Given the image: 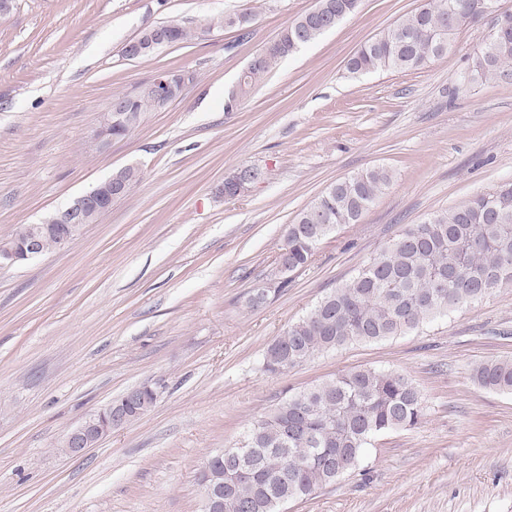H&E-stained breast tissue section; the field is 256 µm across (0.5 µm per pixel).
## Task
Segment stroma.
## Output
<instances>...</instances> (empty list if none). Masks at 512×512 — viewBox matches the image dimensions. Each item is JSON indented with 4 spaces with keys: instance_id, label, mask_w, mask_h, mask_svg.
I'll return each instance as SVG.
<instances>
[{
    "instance_id": "35a3bbf8",
    "label": "stroma",
    "mask_w": 512,
    "mask_h": 512,
    "mask_svg": "<svg viewBox=\"0 0 512 512\" xmlns=\"http://www.w3.org/2000/svg\"><path fill=\"white\" fill-rule=\"evenodd\" d=\"M249 3V38L200 24ZM421 0L356 12L272 68L238 111L224 99L253 55L317 0H14L0 15V240L38 224L120 168L142 179L67 248L0 266V512H201L206 458L238 445L292 393L353 367L394 370L424 398L413 428L377 437L365 475L284 512H512V394L470 379L512 359V288L422 330L322 352L283 374L263 354L407 224L512 182V83L459 76L488 34L462 26L424 68L348 77L361 44ZM193 39L137 59L145 29ZM163 70L192 74L129 135L93 139L114 98ZM396 174L361 223L344 224L252 310L286 228L337 179ZM263 180L236 198L224 177ZM161 394L83 455L65 435L126 390Z\"/></svg>"
}]
</instances>
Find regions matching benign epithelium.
Returning a JSON list of instances; mask_svg holds the SVG:
<instances>
[{
	"mask_svg": "<svg viewBox=\"0 0 512 512\" xmlns=\"http://www.w3.org/2000/svg\"><path fill=\"white\" fill-rule=\"evenodd\" d=\"M176 77L170 72H160L150 81L154 95L164 98L173 89ZM133 124L132 114L126 111V106L120 102L111 105L106 113L103 124L94 134V140L107 142L112 140V129L129 127ZM258 183L251 178L245 169L240 168L224 179V194L228 197L238 196ZM126 183L113 175L99 183L92 193H86L77 198L74 203L58 214L51 221L41 224L24 226L23 238L14 242L0 243V262H17L33 260L43 255L42 239L53 235L56 238V248L68 246L88 224L90 217L103 214L112 208L113 195L124 191ZM143 396L129 392L124 397L125 407L122 412L112 415V407H107L86 419L78 427L71 430L62 445L63 452L71 456H79L87 449L97 445L112 430L120 428L136 419L141 413L140 405ZM210 461H205L200 474L202 486L203 512H213L223 506V500L212 495L213 483L210 482Z\"/></svg>",
	"mask_w": 512,
	"mask_h": 512,
	"instance_id": "1",
	"label": "benign epithelium"
}]
</instances>
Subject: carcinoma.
I'll use <instances>...</instances> for the list:
<instances>
[{
  "label": "carcinoma",
  "mask_w": 512,
  "mask_h": 512,
  "mask_svg": "<svg viewBox=\"0 0 512 512\" xmlns=\"http://www.w3.org/2000/svg\"><path fill=\"white\" fill-rule=\"evenodd\" d=\"M488 0H422L418 8L368 40L348 59L352 76L408 72L442 57L464 25L483 13ZM358 0H318L315 9L291 21L253 57L224 100L237 111L260 79L279 61L323 35L336 15L352 14ZM251 9L211 19L200 28L231 27L249 35ZM489 31L467 84L512 82V12L487 18ZM166 44L192 38L178 23L158 25ZM143 114L167 104L146 92L120 96ZM384 166L331 184L288 225L279 260L288 272L305 266L324 239L342 224H357L393 183ZM512 287V183L478 194L470 203L408 224L348 281L327 293L310 312L268 345L263 369L283 373L315 355L353 343L381 341L415 331L440 317ZM478 386L512 393V360H487L472 369ZM414 383L392 370L354 368L291 394L252 425L241 445L224 449L214 470L232 475L224 486L222 512H282L344 475L365 474L366 451L379 435L411 428L424 413Z\"/></svg>",
  "instance_id": "cac0c4a2"
}]
</instances>
